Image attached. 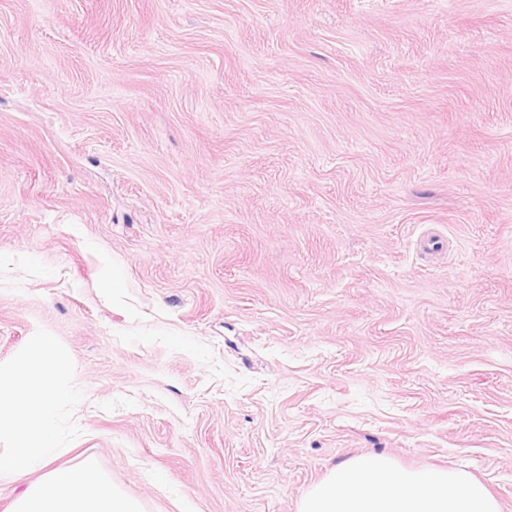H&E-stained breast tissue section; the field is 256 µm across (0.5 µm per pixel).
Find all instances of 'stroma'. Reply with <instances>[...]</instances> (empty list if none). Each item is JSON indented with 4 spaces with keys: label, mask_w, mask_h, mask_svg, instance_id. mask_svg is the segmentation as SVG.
<instances>
[{
    "label": "stroma",
    "mask_w": 512,
    "mask_h": 512,
    "mask_svg": "<svg viewBox=\"0 0 512 512\" xmlns=\"http://www.w3.org/2000/svg\"><path fill=\"white\" fill-rule=\"evenodd\" d=\"M40 328L144 512L362 454L512 512V0H0V363Z\"/></svg>",
    "instance_id": "35a3bbf8"
}]
</instances>
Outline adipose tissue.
<instances>
[{
  "label": "adipose tissue",
  "mask_w": 512,
  "mask_h": 512,
  "mask_svg": "<svg viewBox=\"0 0 512 512\" xmlns=\"http://www.w3.org/2000/svg\"><path fill=\"white\" fill-rule=\"evenodd\" d=\"M298 512H500V507L468 471L409 469L384 456L360 455L311 486Z\"/></svg>",
  "instance_id": "obj_1"
}]
</instances>
